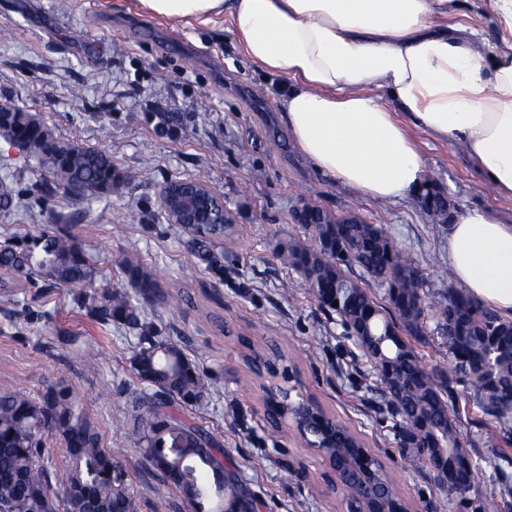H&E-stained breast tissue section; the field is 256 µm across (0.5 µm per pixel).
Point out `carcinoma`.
I'll use <instances>...</instances> for the list:
<instances>
[{
  "instance_id": "1",
  "label": "carcinoma",
  "mask_w": 512,
  "mask_h": 512,
  "mask_svg": "<svg viewBox=\"0 0 512 512\" xmlns=\"http://www.w3.org/2000/svg\"><path fill=\"white\" fill-rule=\"evenodd\" d=\"M8 114L3 125L17 135L23 158L38 161L43 176L32 185L33 199L100 195L120 181L134 183L141 175L120 176L112 156L103 149L85 147L54 136L52 130L28 112ZM312 208L304 229L311 244L291 241L277 258L297 270L308 295L340 317L344 329L369 321L374 345L382 346L394 361V373L380 378L386 406L396 419L398 447L415 468H426V456L411 448L415 427L432 426L445 449L464 447L456 407L448 404L451 382L462 385L467 405L476 406L489 424L512 445V359L495 352L493 344L512 341V321L450 287L438 296L425 291V277L415 261L377 224L323 222L322 209ZM187 246L208 268L219 273L224 265L215 252L228 224H185ZM341 235L346 256L332 247L316 248L327 237ZM118 264L136 298L120 288H94L92 257L55 224L29 240L0 246V288L8 283L43 282L47 288H68L74 301L94 322L123 326L137 335L132 365L140 381L153 388L134 392L124 427L143 451L148 469L165 485L178 489L195 512H256V502L235 470L223 443L203 427L209 396L196 364L188 358L181 337L164 336L149 321L146 310L164 299L157 274L128 246ZM356 266L369 280L347 271ZM384 288L388 307L376 300L370 285ZM437 319L435 330L428 319ZM453 331H447V327ZM440 333L448 347L449 368H430L408 337L426 344ZM243 360L261 377L269 359L278 362V375L288 380V366L278 347L247 343ZM477 361L484 373L470 368ZM455 380H449V377ZM189 412L185 417L182 412ZM57 440L66 464L52 471L41 464L48 441ZM117 462L100 445L95 426L72 390L62 382L47 385L34 397L24 390L0 393V508L7 512H139V500L130 489L112 480Z\"/></svg>"
}]
</instances>
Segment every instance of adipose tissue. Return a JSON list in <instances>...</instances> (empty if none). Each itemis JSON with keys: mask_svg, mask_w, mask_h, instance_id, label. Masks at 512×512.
I'll return each mask as SVG.
<instances>
[{"mask_svg": "<svg viewBox=\"0 0 512 512\" xmlns=\"http://www.w3.org/2000/svg\"><path fill=\"white\" fill-rule=\"evenodd\" d=\"M448 2L140 0L188 25L227 20L253 64L292 80L283 112L292 140L343 185L380 201L420 185L411 124L461 147L485 184L512 198V0H492L495 49L449 29ZM447 260L471 298L512 317V225L482 208L458 212Z\"/></svg>", "mask_w": 512, "mask_h": 512, "instance_id": "1", "label": "adipose tissue"}]
</instances>
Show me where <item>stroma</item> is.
<instances>
[{
  "instance_id": "35a3bbf8",
  "label": "stroma",
  "mask_w": 512,
  "mask_h": 512,
  "mask_svg": "<svg viewBox=\"0 0 512 512\" xmlns=\"http://www.w3.org/2000/svg\"><path fill=\"white\" fill-rule=\"evenodd\" d=\"M89 16L96 19L91 28L84 25ZM448 24L498 40L490 0H453ZM285 84L252 64L224 24L201 28L160 19L144 13L138 0H0V103L32 113L59 138L105 149L120 172L142 175L107 194L0 211V245L39 235L61 214L93 256L98 286L127 287L116 260L134 244L159 274L163 292L187 295L179 309L161 307L153 317L184 336L209 394L204 426L223 440L257 512H341L342 505L310 492L324 472L317 454L265 423L261 391L245 382L241 335L279 340L307 395L380 456L414 512H434L443 497L399 453L376 371L338 316L300 288V274L276 253L290 240L306 241L291 213L310 189L322 209L339 216L354 211L381 225L437 293L450 282L442 274L448 227L432 223L416 195L377 201L319 172L281 117ZM409 134L425 160L426 179L446 190L457 209L485 208L512 225V199L484 184L463 149L415 128ZM195 178L223 198L238 227L218 249L220 276L185 248L186 233L168 224L160 208L166 181ZM287 281L296 285L293 294L282 291ZM135 344L123 328L104 330L89 321L69 291L29 284L0 289V391L36 395L50 383L70 386L141 512H192L179 491L149 472L121 425L130 389L143 386L132 369ZM87 347L98 350L97 364L84 363ZM461 418L478 477L465 497L447 499V512H483L501 474L512 477V447L488 434L478 408L462 409Z\"/></svg>"
}]
</instances>
